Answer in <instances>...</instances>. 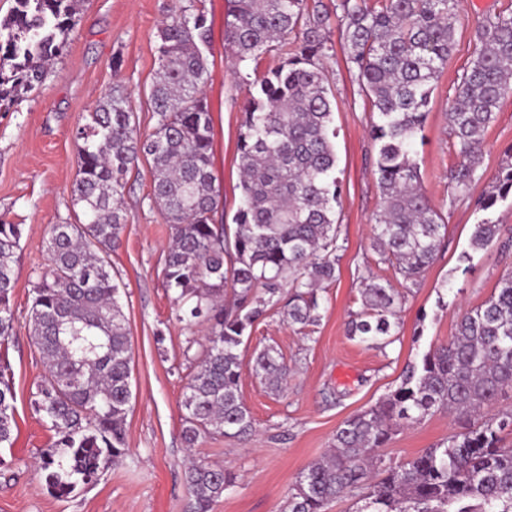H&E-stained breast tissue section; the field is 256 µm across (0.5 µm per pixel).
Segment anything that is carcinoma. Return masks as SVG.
Masks as SVG:
<instances>
[{
    "instance_id": "1",
    "label": "carcinoma",
    "mask_w": 512,
    "mask_h": 512,
    "mask_svg": "<svg viewBox=\"0 0 512 512\" xmlns=\"http://www.w3.org/2000/svg\"><path fill=\"white\" fill-rule=\"evenodd\" d=\"M79 0H14L0 18V108L39 90L52 60L67 47ZM461 0H230L224 52L254 64L246 82L237 151L239 204L224 223V203L211 172L212 116L203 94L209 76L210 25L204 7L172 11L158 31V69L150 93L156 118L141 132L130 95L110 87L76 129L74 203L85 223L54 224L48 264L31 289L28 335L46 366L35 411L55 432L38 470L47 492L66 497L129 452L131 356L119 286L109 253L127 217V176L140 158L151 169V199L172 242L164 278L175 316L198 347L182 401V442L194 448L212 435L249 436L254 422L239 392L240 346L271 311L289 323L321 319L320 291L336 281L340 249L336 205L334 101L324 61L339 32L346 63L370 106L369 138L381 209L372 249L403 282L415 284L436 260L447 224L421 185L413 147L424 138L434 84L455 45ZM281 62L258 71L266 53ZM512 93V11L475 31L469 66L454 89L449 135L459 161L450 168L452 198L467 194L479 149L502 100ZM491 190L475 201L488 212L512 198V146ZM502 227L475 225L471 245L488 246ZM22 228L0 221V342L14 338L10 301ZM363 310L348 335L371 348L394 342L401 293L370 280ZM251 370L267 388L286 391L288 366L266 347ZM0 366V445L10 443L14 393ZM512 389V273L480 306L458 319L454 338L400 383L336 430L328 454L296 478L283 512H328L361 493L356 512H512V409L487 410ZM443 410L460 430L394 465L378 449L405 426ZM188 512H212L237 475L197 461L185 472Z\"/></svg>"
}]
</instances>
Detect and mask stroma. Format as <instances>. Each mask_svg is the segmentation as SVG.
<instances>
[{
	"label": "stroma",
	"instance_id": "1",
	"mask_svg": "<svg viewBox=\"0 0 512 512\" xmlns=\"http://www.w3.org/2000/svg\"><path fill=\"white\" fill-rule=\"evenodd\" d=\"M204 5L211 23L210 76L204 95L213 116L212 173L233 216L240 195L237 143L246 96L243 75L224 52L228 0H81L70 41L42 88L14 111L0 112V221L24 228L11 297L16 337L5 354L15 394L13 442L0 446V512H186L183 483L189 459L219 463L234 471L236 485L213 512H281L297 476L323 456L338 427L396 387L411 363L455 334L459 314L487 300L512 271V250L501 240L471 246L481 213L474 199L488 189L512 144V96L503 99L482 148V161L468 197L451 199L448 171L457 161L447 113L458 77L469 65L479 21L512 6V0H461L456 44L431 95L425 141L416 145L422 186L444 216L447 233L434 264L417 285L404 289L394 342L369 348L347 335L362 309L363 281L371 277L400 285L401 277L370 247L371 224L381 205L368 136L370 111L350 76L343 50L328 63L336 88V175L342 198L337 279L323 294L320 322L301 327L269 314L254 326L244 357L272 346L291 370L284 394L274 395L251 369L240 393L254 420L249 439H202L193 451L182 440V400L187 383L186 330L176 321L172 293L163 276L170 229L151 204V171L139 161L124 195L127 223L110 254L120 284L132 350V406L126 420L129 453L119 465L67 498L51 496L34 463L55 435L35 412L33 400L45 366L28 338L31 285L47 264L51 225L82 221L71 187L77 174L78 124L112 84L130 94L140 128L155 124L147 100L158 68V28L172 8ZM456 425L435 412L402 429L383 450L402 463L448 437Z\"/></svg>",
	"mask_w": 512,
	"mask_h": 512
}]
</instances>
